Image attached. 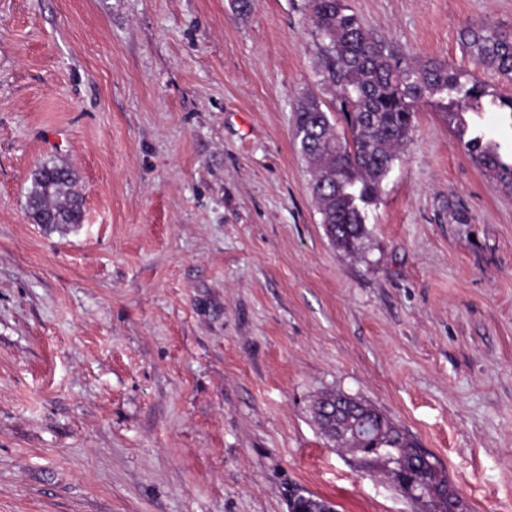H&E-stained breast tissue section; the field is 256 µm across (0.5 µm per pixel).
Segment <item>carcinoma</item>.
Wrapping results in <instances>:
<instances>
[{"label":"carcinoma","instance_id":"obj_1","mask_svg":"<svg viewBox=\"0 0 512 512\" xmlns=\"http://www.w3.org/2000/svg\"><path fill=\"white\" fill-rule=\"evenodd\" d=\"M306 9L317 41L318 74L334 90L344 128L337 131L323 103L307 96L295 115L294 138L310 168L309 189L321 224L337 251L347 256L363 252L369 236L367 209L377 202L421 106L443 113L469 158L512 188V161L504 159L496 141L469 133L464 117L485 110L490 96L486 82L469 79L446 62H421L391 50L344 0H306ZM461 40L474 64L512 73V44L487 25L465 29ZM76 184L68 167L41 165L27 199L30 219L56 226L80 223L83 199ZM314 417L325 436L336 438L337 450L360 456L368 466L380 460L415 461L419 471L391 469L388 476L418 512H465L436 458L417 448L374 404L340 390L325 392L314 405ZM292 499L301 512L317 510L318 496L301 488L292 491Z\"/></svg>","mask_w":512,"mask_h":512}]
</instances>
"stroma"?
I'll return each mask as SVG.
<instances>
[{"mask_svg": "<svg viewBox=\"0 0 512 512\" xmlns=\"http://www.w3.org/2000/svg\"><path fill=\"white\" fill-rule=\"evenodd\" d=\"M344 2L512 94L460 41L512 40V0ZM316 63L305 0H0V512H415L322 434L336 390L512 512V191L423 107L337 251L293 136ZM51 161L82 223L30 219ZM291 494H292L291 499H294V504L292 503L290 505V508H289L290 512H294V510H296V509H299V511H306V512H313L315 510H319V511L325 510L326 512H335V509L333 508L331 503H330L331 504L330 505L329 502L322 499L321 497L311 494L301 488H297V489L293 490ZM315 500L321 501L323 507L319 508V509L317 507H315L314 506ZM294 506L296 509L294 508ZM330 509H332V511H330Z\"/></svg>", "mask_w": 512, "mask_h": 512, "instance_id": "1", "label": "stroma"}]
</instances>
